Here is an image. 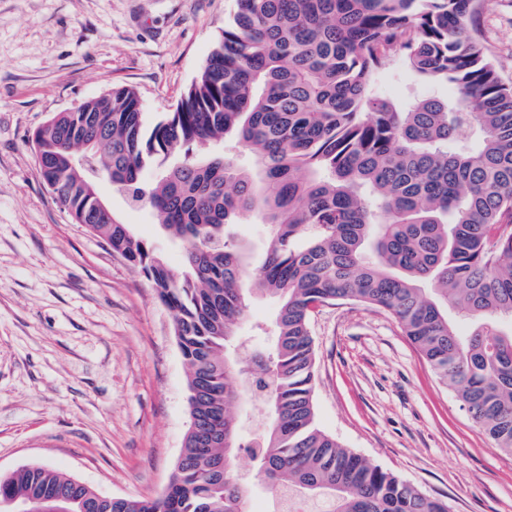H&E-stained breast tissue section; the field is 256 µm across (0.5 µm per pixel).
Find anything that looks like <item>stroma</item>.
Listing matches in <instances>:
<instances>
[{
    "label": "stroma",
    "mask_w": 512,
    "mask_h": 512,
    "mask_svg": "<svg viewBox=\"0 0 512 512\" xmlns=\"http://www.w3.org/2000/svg\"><path fill=\"white\" fill-rule=\"evenodd\" d=\"M235 0H0V474L46 464L101 495L156 498L189 428L186 365L171 311L139 267L75 223L39 175L34 132L113 87L147 120L173 111ZM477 26L512 85V0ZM376 89L396 103L446 97L394 62ZM114 213L182 266L152 215L101 184ZM274 300L256 296L239 333L263 371ZM314 405L324 432L450 512H512V455L496 451L387 312L319 308Z\"/></svg>",
    "instance_id": "stroma-1"
}]
</instances>
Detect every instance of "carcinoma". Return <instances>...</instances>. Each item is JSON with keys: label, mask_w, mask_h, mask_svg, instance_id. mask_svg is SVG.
I'll return each mask as SVG.
<instances>
[{"label": "carcinoma", "mask_w": 512, "mask_h": 512, "mask_svg": "<svg viewBox=\"0 0 512 512\" xmlns=\"http://www.w3.org/2000/svg\"><path fill=\"white\" fill-rule=\"evenodd\" d=\"M486 0H237L184 98L152 125L124 87L60 112L34 135L56 200L139 266L172 312L190 426L164 494L112 498L46 465L0 476V502L38 512H247L252 485L328 512H448L316 424L314 311L383 309L453 385L494 449L512 454V87L472 21ZM402 59L448 97L399 105L373 88ZM232 136L254 159L224 152ZM92 144L83 165H72ZM159 171L157 179L146 174ZM183 245L174 271L97 207L98 180ZM257 213L264 259L226 226ZM277 313L262 376L238 367L248 294ZM454 308L472 325L460 335ZM269 409L254 481L235 468L244 393Z\"/></svg>", "instance_id": "carcinoma-1"}]
</instances>
